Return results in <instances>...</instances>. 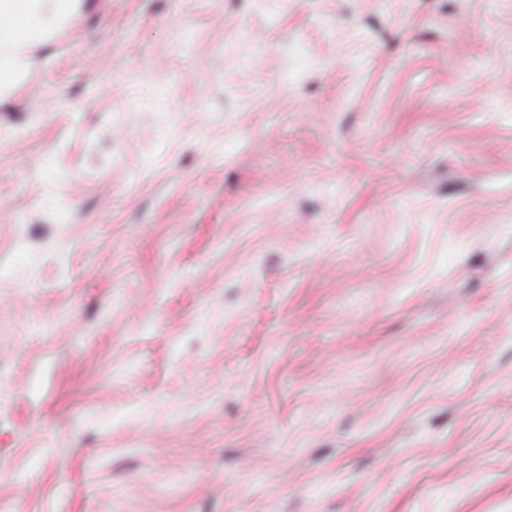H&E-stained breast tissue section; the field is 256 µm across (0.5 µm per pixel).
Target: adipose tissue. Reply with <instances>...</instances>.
I'll use <instances>...</instances> for the list:
<instances>
[{"instance_id":"obj_1","label":"adipose tissue","mask_w":512,"mask_h":512,"mask_svg":"<svg viewBox=\"0 0 512 512\" xmlns=\"http://www.w3.org/2000/svg\"><path fill=\"white\" fill-rule=\"evenodd\" d=\"M80 0H0V94L30 65L29 49L67 23Z\"/></svg>"}]
</instances>
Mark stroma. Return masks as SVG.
<instances>
[{
    "label": "stroma",
    "mask_w": 512,
    "mask_h": 512,
    "mask_svg": "<svg viewBox=\"0 0 512 512\" xmlns=\"http://www.w3.org/2000/svg\"><path fill=\"white\" fill-rule=\"evenodd\" d=\"M0 97V512H512V0H81Z\"/></svg>",
    "instance_id": "obj_1"
}]
</instances>
